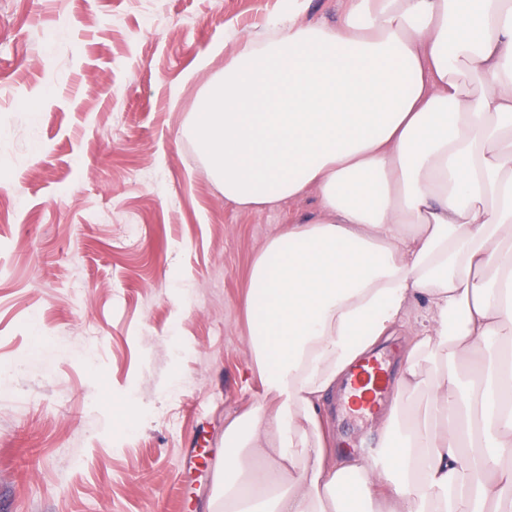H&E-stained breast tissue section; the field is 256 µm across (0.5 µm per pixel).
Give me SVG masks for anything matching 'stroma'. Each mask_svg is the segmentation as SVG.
Returning <instances> with one entry per match:
<instances>
[{
    "mask_svg": "<svg viewBox=\"0 0 512 512\" xmlns=\"http://www.w3.org/2000/svg\"><path fill=\"white\" fill-rule=\"evenodd\" d=\"M336 7L0 0V512H207L188 452L223 456L261 392L251 262L314 197L226 201L190 118L271 13ZM326 410L337 447L378 449V419Z\"/></svg>",
    "mask_w": 512,
    "mask_h": 512,
    "instance_id": "1",
    "label": "stroma"
}]
</instances>
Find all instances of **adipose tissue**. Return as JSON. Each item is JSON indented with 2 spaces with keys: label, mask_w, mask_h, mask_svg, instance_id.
<instances>
[{
  "label": "adipose tissue",
  "mask_w": 512,
  "mask_h": 512,
  "mask_svg": "<svg viewBox=\"0 0 512 512\" xmlns=\"http://www.w3.org/2000/svg\"><path fill=\"white\" fill-rule=\"evenodd\" d=\"M191 133L238 207L316 200L254 259L262 394L224 428L210 512H512V358L486 356L512 351V0L274 17L225 61ZM404 329L394 387L428 388V407L392 408L378 461L337 454L327 397Z\"/></svg>",
  "instance_id": "ef3b65f1"
}]
</instances>
